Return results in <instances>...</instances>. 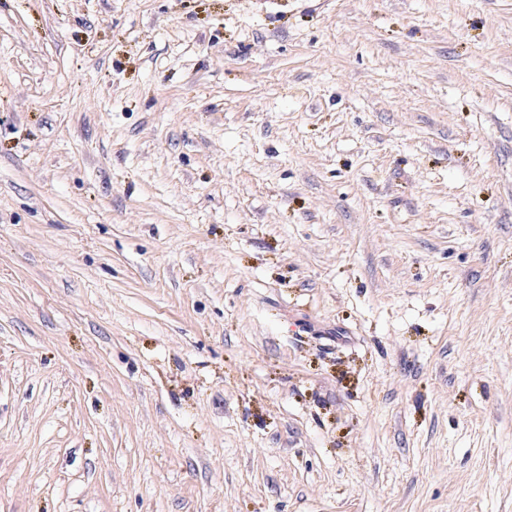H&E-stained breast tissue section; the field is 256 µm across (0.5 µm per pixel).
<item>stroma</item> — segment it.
I'll return each mask as SVG.
<instances>
[{"instance_id":"35a3bbf8","label":"stroma","mask_w":512,"mask_h":512,"mask_svg":"<svg viewBox=\"0 0 512 512\" xmlns=\"http://www.w3.org/2000/svg\"><path fill=\"white\" fill-rule=\"evenodd\" d=\"M0 512H512V0H0Z\"/></svg>"}]
</instances>
